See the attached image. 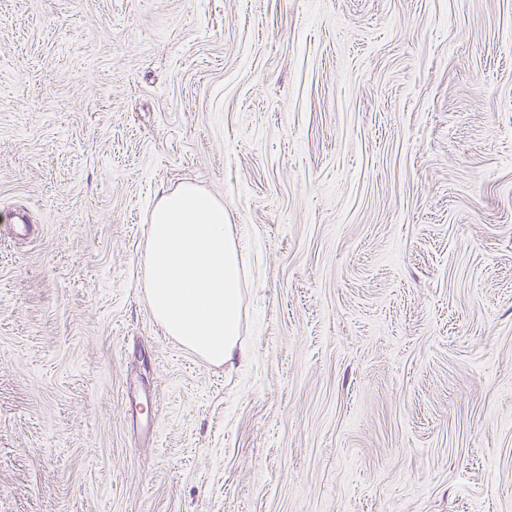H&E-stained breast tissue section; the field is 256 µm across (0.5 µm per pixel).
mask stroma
<instances>
[{
  "label": "stroma",
  "instance_id": "1",
  "mask_svg": "<svg viewBox=\"0 0 512 512\" xmlns=\"http://www.w3.org/2000/svg\"><path fill=\"white\" fill-rule=\"evenodd\" d=\"M185 183L243 364L145 297ZM0 512H512V0H0Z\"/></svg>",
  "mask_w": 512,
  "mask_h": 512
}]
</instances>
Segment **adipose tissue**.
<instances>
[{"label":"adipose tissue","mask_w":512,"mask_h":512,"mask_svg":"<svg viewBox=\"0 0 512 512\" xmlns=\"http://www.w3.org/2000/svg\"><path fill=\"white\" fill-rule=\"evenodd\" d=\"M145 267L151 312L168 335L212 363L248 358L243 268L222 203L190 185L163 196L151 213Z\"/></svg>","instance_id":"ef3b65f1"}]
</instances>
